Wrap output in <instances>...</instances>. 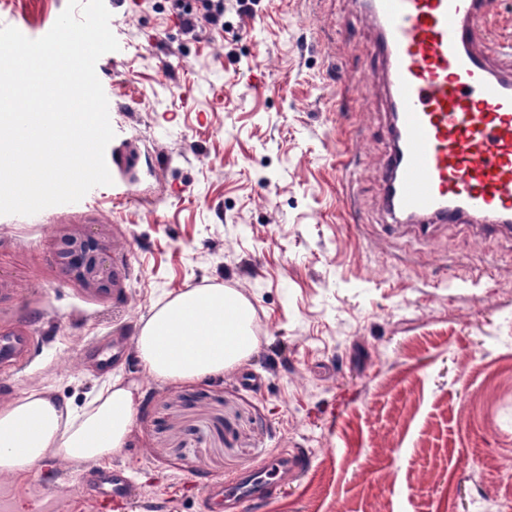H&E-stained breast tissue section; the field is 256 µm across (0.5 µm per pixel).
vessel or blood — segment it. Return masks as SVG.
Segmentation results:
<instances>
[{
    "mask_svg": "<svg viewBox=\"0 0 512 512\" xmlns=\"http://www.w3.org/2000/svg\"><path fill=\"white\" fill-rule=\"evenodd\" d=\"M493 3L367 0L397 143L381 175L383 207L422 234L436 224L512 229V45L488 29ZM33 345L24 333H0V364L20 370ZM307 467L294 448L253 473L208 482L203 512L264 501ZM85 475L87 490L113 512L132 493L126 469L89 463Z\"/></svg>",
    "mask_w": 512,
    "mask_h": 512,
    "instance_id": "1",
    "label": "vessel or blood"
}]
</instances>
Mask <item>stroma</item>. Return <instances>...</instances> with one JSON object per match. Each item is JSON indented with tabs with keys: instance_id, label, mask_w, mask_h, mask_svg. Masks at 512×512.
Wrapping results in <instances>:
<instances>
[{
	"instance_id": "35a3bbf8",
	"label": "stroma",
	"mask_w": 512,
	"mask_h": 512,
	"mask_svg": "<svg viewBox=\"0 0 512 512\" xmlns=\"http://www.w3.org/2000/svg\"><path fill=\"white\" fill-rule=\"evenodd\" d=\"M67 0H0L37 39ZM119 48L96 73L112 104L113 182L80 202L0 215V333L35 339L0 404L31 390L84 405L137 388L113 464L124 512H201L205 483L284 448L307 471L242 512H512V237L382 209L391 116L359 0H254L220 34L183 32L172 0H105ZM141 202L114 206L125 187ZM106 223L129 264L120 303L63 279L60 225ZM227 286L253 305L247 368L167 383L133 342L105 369L87 342L140 331L159 298ZM0 512H99L57 461L0 479Z\"/></svg>"
}]
</instances>
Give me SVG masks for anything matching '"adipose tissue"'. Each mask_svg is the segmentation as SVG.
Masks as SVG:
<instances>
[{"mask_svg":"<svg viewBox=\"0 0 512 512\" xmlns=\"http://www.w3.org/2000/svg\"><path fill=\"white\" fill-rule=\"evenodd\" d=\"M250 302L231 288H187L155 303L136 338L138 359L166 382L220 377L257 350ZM135 390L114 377L76 410L47 392L30 391L0 405V475L52 460L70 465L111 459L130 438Z\"/></svg>","mask_w":512,"mask_h":512,"instance_id":"obj_1","label":"adipose tissue"}]
</instances>
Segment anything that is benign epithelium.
I'll list each match as a JSON object with an SVG mask.
<instances>
[{"instance_id": "7a95c632", "label": "benign epithelium", "mask_w": 512, "mask_h": 512, "mask_svg": "<svg viewBox=\"0 0 512 512\" xmlns=\"http://www.w3.org/2000/svg\"><path fill=\"white\" fill-rule=\"evenodd\" d=\"M62 277L89 294L107 297L117 287L113 271L114 247L106 232H91L80 224H64L53 243Z\"/></svg>"}]
</instances>
